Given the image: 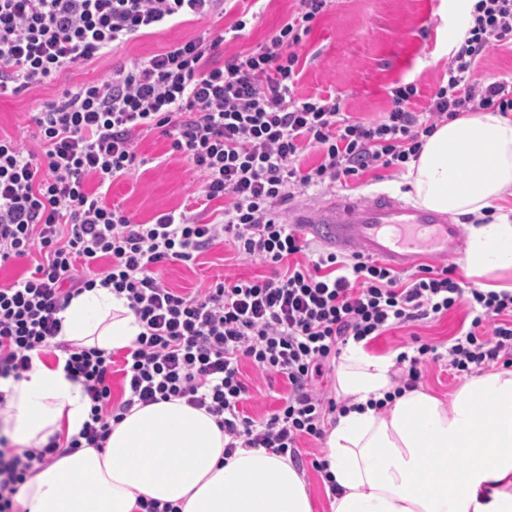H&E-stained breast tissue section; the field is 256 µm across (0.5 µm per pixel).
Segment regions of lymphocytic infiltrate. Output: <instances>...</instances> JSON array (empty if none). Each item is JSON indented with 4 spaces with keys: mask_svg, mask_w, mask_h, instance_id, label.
<instances>
[{
    "mask_svg": "<svg viewBox=\"0 0 512 512\" xmlns=\"http://www.w3.org/2000/svg\"><path fill=\"white\" fill-rule=\"evenodd\" d=\"M328 2L298 0L262 45L223 64L211 56L240 37L245 20L63 91L34 119L41 152L0 137V267L33 261L28 275L0 283V379H23L32 351H59L90 402L87 420L68 440L53 437L17 453L0 436V512H14L20 486L58 457L104 447L113 423L138 404L178 398L206 410L224 432L225 455L264 448L298 460L300 442L323 439L329 415L344 409L317 386L341 345L371 342L455 308L471 314L469 328L446 351L416 341L401 351L400 390L418 388L426 355L446 360L457 375L512 366V290L464 285L448 267L423 266L404 278L361 253L314 246L284 220L287 206L309 189L403 169L439 123L488 108L512 112V80L489 82L476 71L483 51L512 41V0H474L463 19L466 35L449 52L447 80L425 112L412 108L416 87L398 84L390 110L371 123L344 115L335 97L294 94L297 49ZM225 10V0H0V97L147 31ZM153 129L200 173L202 200L223 201L212 220L183 209L140 224L106 204L102 186L130 173L137 134ZM307 150L318 162L304 169L298 158ZM228 239L270 273L190 293L166 286L168 264ZM99 285L125 298L142 326L119 369L112 353L59 338L60 313ZM246 362L288 380L278 408L259 420L242 409L250 393ZM117 371L124 388L118 403Z\"/></svg>",
    "mask_w": 512,
    "mask_h": 512,
    "instance_id": "f902f5d3",
    "label": "lymphocytic infiltrate"
}]
</instances>
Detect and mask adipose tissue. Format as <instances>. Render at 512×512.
<instances>
[{
	"label": "adipose tissue",
	"instance_id": "1",
	"mask_svg": "<svg viewBox=\"0 0 512 512\" xmlns=\"http://www.w3.org/2000/svg\"><path fill=\"white\" fill-rule=\"evenodd\" d=\"M408 195L426 208L467 215V275L512 274V117L488 109L437 125L409 160ZM62 336L106 351L129 347L141 327L125 299L95 287L61 314ZM396 358L349 342L336 370L347 413L325 442L340 494L331 512H512V369L471 378L448 399L416 388L396 394ZM0 435L22 448L79 433L89 402L62 365L33 356L20 382H0ZM145 495L181 512H313L289 456L264 448L224 454L215 418L185 400L134 407L104 448H82L28 479L22 512H138Z\"/></svg>",
	"mask_w": 512,
	"mask_h": 512
}]
</instances>
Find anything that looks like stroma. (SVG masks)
Here are the masks:
<instances>
[{
    "label": "stroma",
    "instance_id": "1",
    "mask_svg": "<svg viewBox=\"0 0 512 512\" xmlns=\"http://www.w3.org/2000/svg\"><path fill=\"white\" fill-rule=\"evenodd\" d=\"M296 7L297 0H228L224 16L193 18L133 39L93 62L66 69L50 83L0 99V134L37 148L31 114L62 90L102 79L113 67L131 65L163 47L205 33L218 35L242 15L247 25L241 37L223 44L219 52L225 58L253 50ZM460 25L457 0H331L298 49L300 74L295 94L300 98L336 96L352 119L374 122L390 106L393 83H412L418 89L413 109L424 111L448 68L452 42L446 33ZM137 153L143 165L131 176L112 183L107 203L121 205L140 223L151 221L158 213L183 208L202 210L207 219L216 215L218 202L204 205L196 199L200 175L181 152L173 149L168 137L157 130L142 133ZM346 191L363 199L387 191L402 199L406 184L403 174L380 169L367 172L360 182L349 183ZM268 271L262 261L239 258L231 244L223 243L212 246L195 261L169 264L163 277L170 287L188 292L225 274L250 279ZM470 322L465 309H454L439 319L391 330L371 342L368 349L379 355L393 354L414 335L444 345ZM244 371L251 388L244 411L258 419L278 406L288 391V381L281 375L258 377L249 364ZM324 449L321 440L301 444L299 470L313 499L314 512H329L324 475L311 466L312 458L323 456Z\"/></svg>",
    "mask_w": 512,
    "mask_h": 512
}]
</instances>
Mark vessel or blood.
Wrapping results in <instances>:
<instances>
[{
    "label": "vessel or blood",
    "instance_id": "b4317fda",
    "mask_svg": "<svg viewBox=\"0 0 512 512\" xmlns=\"http://www.w3.org/2000/svg\"><path fill=\"white\" fill-rule=\"evenodd\" d=\"M288 221L331 247L363 251L399 270L415 268L432 256L462 255L467 246L460 225L447 214L385 192L368 202L337 196L318 209L303 206Z\"/></svg>",
    "mask_w": 512,
    "mask_h": 512
}]
</instances>
